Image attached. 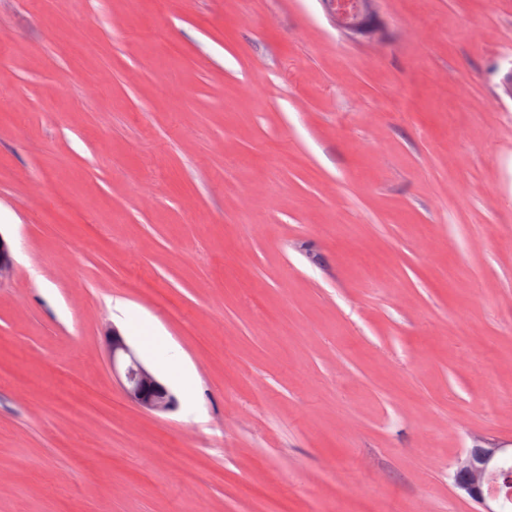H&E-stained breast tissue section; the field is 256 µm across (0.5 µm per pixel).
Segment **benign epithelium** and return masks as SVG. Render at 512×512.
<instances>
[{"instance_id": "1", "label": "benign epithelium", "mask_w": 512, "mask_h": 512, "mask_svg": "<svg viewBox=\"0 0 512 512\" xmlns=\"http://www.w3.org/2000/svg\"><path fill=\"white\" fill-rule=\"evenodd\" d=\"M14 269L12 243L0 233V280L10 278ZM103 335L109 363L120 379L125 401L150 414L174 411L178 406L176 395L144 364L120 331L107 324ZM507 454L506 448H468L464 451V460L454 464L455 486L481 505L483 512H496L489 505L493 495L486 488L488 478H493L498 485L512 486V473L495 470L496 464Z\"/></svg>"}]
</instances>
